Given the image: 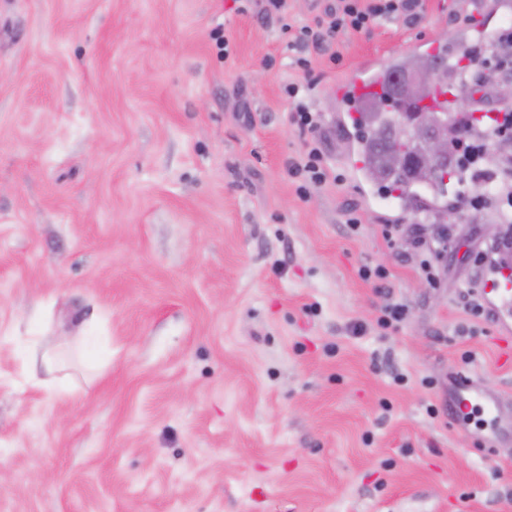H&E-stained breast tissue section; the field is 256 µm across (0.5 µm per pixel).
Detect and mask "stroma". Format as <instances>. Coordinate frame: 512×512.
<instances>
[{
  "label": "stroma",
  "instance_id": "1",
  "mask_svg": "<svg viewBox=\"0 0 512 512\" xmlns=\"http://www.w3.org/2000/svg\"><path fill=\"white\" fill-rule=\"evenodd\" d=\"M325 5L0 0V512H512V326L470 310L501 211L387 198L336 96L417 43L485 48L512 6L423 0L309 51L341 180L302 195L281 26ZM441 238L431 284L417 244ZM67 336L93 355L47 371ZM460 374L494 418L449 420Z\"/></svg>",
  "mask_w": 512,
  "mask_h": 512
}]
</instances>
